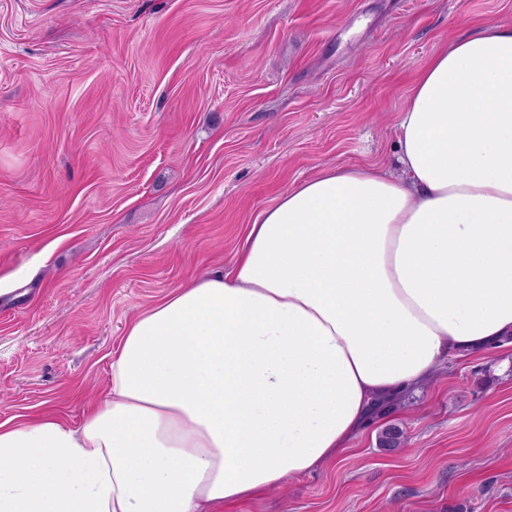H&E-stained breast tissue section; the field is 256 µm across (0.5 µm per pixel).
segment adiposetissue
Segmentation results:
<instances>
[{
    "instance_id": "ef3b65f1",
    "label": "adipose tissue",
    "mask_w": 512,
    "mask_h": 512,
    "mask_svg": "<svg viewBox=\"0 0 512 512\" xmlns=\"http://www.w3.org/2000/svg\"><path fill=\"white\" fill-rule=\"evenodd\" d=\"M396 148L400 175L366 162L295 183L229 269L131 319L78 425L0 423V512H224L512 335V24L434 53Z\"/></svg>"
}]
</instances>
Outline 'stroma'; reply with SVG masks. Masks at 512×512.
Wrapping results in <instances>:
<instances>
[{"mask_svg":"<svg viewBox=\"0 0 512 512\" xmlns=\"http://www.w3.org/2000/svg\"><path fill=\"white\" fill-rule=\"evenodd\" d=\"M502 22L512 0H0V422L78 423L127 322L295 182L397 169L412 77ZM224 512H512V337Z\"/></svg>","mask_w":512,"mask_h":512,"instance_id":"1","label":"stroma"}]
</instances>
